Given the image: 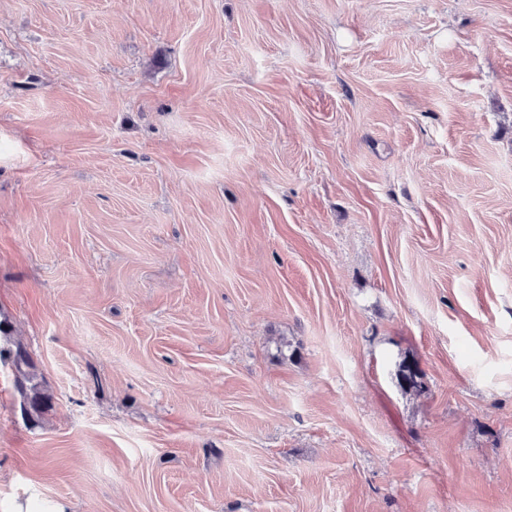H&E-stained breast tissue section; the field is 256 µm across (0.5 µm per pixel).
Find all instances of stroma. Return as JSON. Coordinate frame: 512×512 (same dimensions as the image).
I'll return each instance as SVG.
<instances>
[{
    "label": "stroma",
    "instance_id": "obj_1",
    "mask_svg": "<svg viewBox=\"0 0 512 512\" xmlns=\"http://www.w3.org/2000/svg\"><path fill=\"white\" fill-rule=\"evenodd\" d=\"M0 512H512V0H0ZM397 383L405 392H420L422 383L420 371L413 361L404 360L397 368Z\"/></svg>",
    "mask_w": 512,
    "mask_h": 512
}]
</instances>
